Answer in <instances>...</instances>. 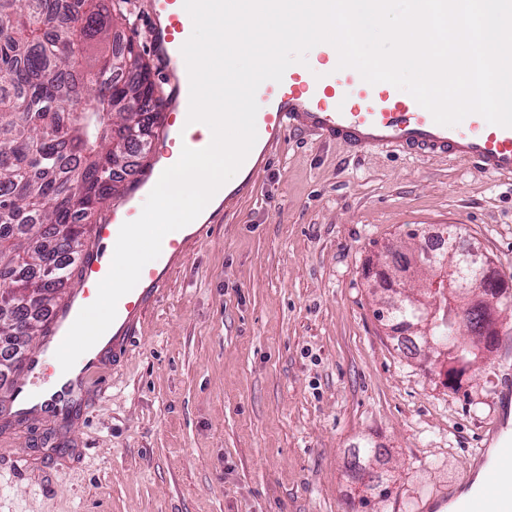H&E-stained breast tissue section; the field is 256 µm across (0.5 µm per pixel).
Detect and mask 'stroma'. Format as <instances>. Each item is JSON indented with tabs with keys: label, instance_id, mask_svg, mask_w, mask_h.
Returning a JSON list of instances; mask_svg holds the SVG:
<instances>
[{
	"label": "stroma",
	"instance_id": "1",
	"mask_svg": "<svg viewBox=\"0 0 512 512\" xmlns=\"http://www.w3.org/2000/svg\"><path fill=\"white\" fill-rule=\"evenodd\" d=\"M123 11L168 91L147 0ZM208 224L104 384L67 417L0 422V512H361L366 446L392 490L371 512H448L435 495L512 434V312L478 370L426 375L375 316L379 256L460 225L512 288V177L294 132Z\"/></svg>",
	"mask_w": 512,
	"mask_h": 512
}]
</instances>
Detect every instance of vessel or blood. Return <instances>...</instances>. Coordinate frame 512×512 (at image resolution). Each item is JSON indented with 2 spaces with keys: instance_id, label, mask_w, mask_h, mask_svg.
Here are the masks:
<instances>
[{
  "instance_id": "1",
  "label": "vessel or blood",
  "mask_w": 512,
  "mask_h": 512,
  "mask_svg": "<svg viewBox=\"0 0 512 512\" xmlns=\"http://www.w3.org/2000/svg\"><path fill=\"white\" fill-rule=\"evenodd\" d=\"M149 31L155 44L164 49L165 71L173 80L172 96L181 98L190 89L181 47L190 33L191 17L183 0H148ZM318 63L313 67H290L281 82H263L261 105L256 115L257 140L241 166L243 179L232 188L228 199L242 195L263 163L285 140L298 131L324 141L344 144L350 152L389 150L426 156H450L471 164L483 173L512 175V127L488 123L481 115L466 116L459 124H437L431 113L416 100L389 83L369 84L352 68L336 69L337 50L329 44L316 45ZM183 135L179 110L167 113L159 138L161 157L172 158ZM155 171L139 175L123 202L113 205L96 228L93 245L79 258L80 278L66 300L50 316L49 331L24 359V377L12 379L7 407L13 417L27 420L60 417L92 379L105 370L103 356L87 359L75 381L63 385L50 398L34 397L38 387L51 381L45 364L48 352L57 350L79 311L94 302L93 289L110 271L103 248L117 240L121 226L140 215L139 198L150 188ZM140 286L118 302L112 336V355L127 354L135 336V322L147 304L164 291L165 273L156 266L142 269ZM490 476L472 493H457L446 500L450 512H512V439L496 438L492 454H480Z\"/></svg>"
}]
</instances>
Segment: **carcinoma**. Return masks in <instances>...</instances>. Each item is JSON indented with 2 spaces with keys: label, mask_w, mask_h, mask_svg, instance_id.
<instances>
[{
  "label": "carcinoma",
  "mask_w": 512,
  "mask_h": 512,
  "mask_svg": "<svg viewBox=\"0 0 512 512\" xmlns=\"http://www.w3.org/2000/svg\"><path fill=\"white\" fill-rule=\"evenodd\" d=\"M112 0H0V376L46 334V311L75 277L91 218L118 191L162 119L149 65L122 36ZM467 282L503 292L491 270ZM395 330L412 311L383 315ZM449 371L477 358L443 321Z\"/></svg>",
  "instance_id": "cac0c4a2"
}]
</instances>
